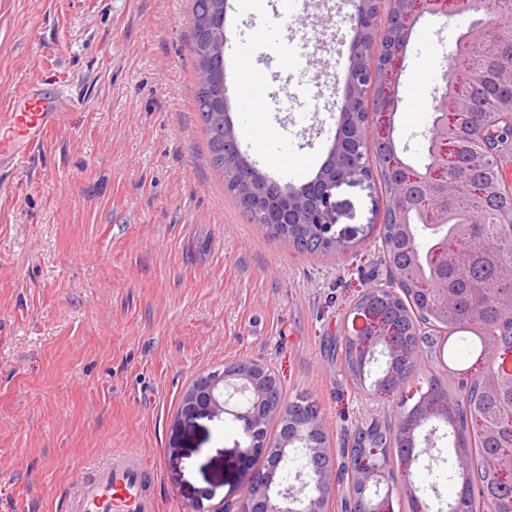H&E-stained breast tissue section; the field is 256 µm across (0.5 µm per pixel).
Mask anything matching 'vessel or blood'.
Wrapping results in <instances>:
<instances>
[{
	"label": "vessel or blood",
	"instance_id": "vessel-or-blood-1",
	"mask_svg": "<svg viewBox=\"0 0 512 512\" xmlns=\"http://www.w3.org/2000/svg\"><path fill=\"white\" fill-rule=\"evenodd\" d=\"M65 98L31 85L0 108V172L13 169L57 129ZM151 468L128 450L108 449L93 463L71 496L68 512H157Z\"/></svg>",
	"mask_w": 512,
	"mask_h": 512
}]
</instances>
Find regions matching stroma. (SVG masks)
Wrapping results in <instances>:
<instances>
[{
	"mask_svg": "<svg viewBox=\"0 0 512 512\" xmlns=\"http://www.w3.org/2000/svg\"><path fill=\"white\" fill-rule=\"evenodd\" d=\"M302 2L292 23L280 0L253 18L228 9L224 52L270 31L250 64L288 167L242 149L298 185L332 143L353 36L348 0ZM190 13L191 0H0V105L38 83L69 101L63 125L0 175V512H66L110 448L155 468L159 512L235 504L262 458L243 459L230 421L174 418L192 379L243 359L318 405L334 453L398 409L355 388L334 353L357 296L386 280L379 175L333 195L352 251L313 256L268 237L210 163ZM459 33L428 17L408 44L395 126L409 159L425 130L417 81L440 74Z\"/></svg>",
	"mask_w": 512,
	"mask_h": 512,
	"instance_id": "obj_1",
	"label": "stroma"
}]
</instances>
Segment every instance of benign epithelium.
Returning <instances> with one entry per match:
<instances>
[{"mask_svg": "<svg viewBox=\"0 0 512 512\" xmlns=\"http://www.w3.org/2000/svg\"><path fill=\"white\" fill-rule=\"evenodd\" d=\"M482 0H391L389 18L393 28L392 41L382 55L372 53L376 38L375 20L381 0H355L348 16L353 37L350 43L347 74L343 93L333 114L336 132L325 162L316 176L301 185L270 179L242 153L234 124L224 126V153L236 158L254 172L246 207L268 199L274 192L276 200L266 209L267 223H283L284 214L303 218L315 224L318 233L337 247L351 250L353 238L334 229L332 197L334 190L370 178L364 163L380 155L392 156L393 197L383 213V223L399 225L408 238H413L408 224V210L422 189L432 198V206L422 210L430 224H440L448 214V200L456 195L459 180L460 148L456 133L481 121L493 135L480 134L479 153L491 169H500L512 161V132L504 134L503 126L512 129V81L505 85L500 106L482 108L471 94L461 91L464 74L450 69L442 73V85L432 97L429 111L433 120L426 134V159L418 167L403 158L407 148H399L395 136V115L401 98L400 77L404 70L406 49L410 38L425 16L448 19L466 16L471 19L464 47H454L449 57L461 67L467 59L494 40L491 23L474 9ZM485 192L495 198L512 200V184L496 179L486 184ZM284 204L288 212L278 208ZM463 235L474 242L486 237L483 225L473 224L471 217L461 220ZM437 311L448 316V305L459 306L460 299L443 289L435 296ZM347 340L353 346L355 373L374 374L373 386L381 394L393 395L406 384L400 364L418 358L419 332L396 307L395 301L378 294L363 292L352 309L351 328ZM276 379L264 364L257 362L224 366V369L202 375L184 390L174 425H187L197 417H230L237 424L248 445L242 450L247 461L254 456L264 458V467L253 472L238 501L236 512H327L336 488V468L326 465L328 454L319 419L307 413L288 416V422L275 436L264 434L263 425L271 416L269 402ZM414 416L403 426L399 441L404 452L405 472L420 464L428 452L424 444L431 439L434 423L449 421L447 399L427 393L415 404ZM350 469L351 501L358 504L353 512H393L392 460L393 449L373 447V438L366 433ZM302 451L305 468L295 483L283 485L278 479L281 463L288 451Z\"/></svg>", "mask_w": 512, "mask_h": 512, "instance_id": "1", "label": "benign epithelium"}]
</instances>
